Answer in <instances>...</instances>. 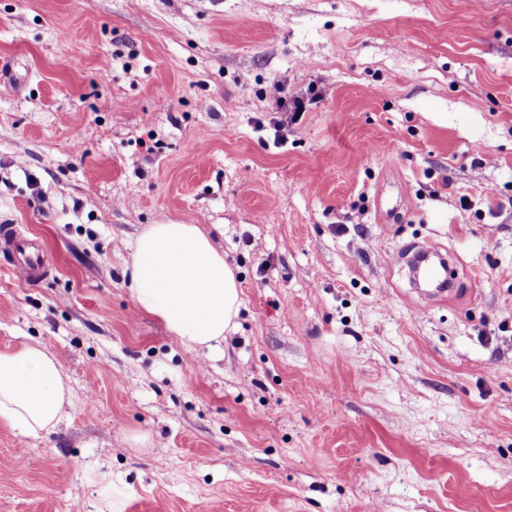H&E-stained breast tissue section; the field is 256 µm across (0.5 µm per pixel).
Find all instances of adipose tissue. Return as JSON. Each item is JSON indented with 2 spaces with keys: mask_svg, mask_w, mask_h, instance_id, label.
Segmentation results:
<instances>
[{
  "mask_svg": "<svg viewBox=\"0 0 512 512\" xmlns=\"http://www.w3.org/2000/svg\"><path fill=\"white\" fill-rule=\"evenodd\" d=\"M129 290L187 348L213 347L234 329L239 280L196 224H150L135 238ZM70 401L61 364L41 345L0 353V423L26 436L53 427Z\"/></svg>",
  "mask_w": 512,
  "mask_h": 512,
  "instance_id": "adipose-tissue-1",
  "label": "adipose tissue"
}]
</instances>
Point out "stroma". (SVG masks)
I'll return each instance as SVG.
<instances>
[{
    "instance_id": "1",
    "label": "stroma",
    "mask_w": 512,
    "mask_h": 512,
    "mask_svg": "<svg viewBox=\"0 0 512 512\" xmlns=\"http://www.w3.org/2000/svg\"><path fill=\"white\" fill-rule=\"evenodd\" d=\"M0 85V224L51 269L0 258V352L71 388L0 425V512H512V0H0ZM149 224L236 268L216 347L136 309ZM25 240L16 225H0V250L11 258L18 277L27 282L47 279L49 268L38 253L30 250ZM412 257L409 258L411 262L415 259L417 261L418 259H421L423 257H436L438 259L437 264H428L424 270H423V277L427 283L434 284L436 283V288L438 289V292L443 293L447 291V284H448V291H450L451 282L448 280L450 276V271L448 269L447 262L444 258H442L435 250L431 248H426L422 245H418L415 248H413L411 251L402 254L401 259H408L410 253H412ZM70 401L61 364L45 347L0 353V423L36 437L53 427Z\"/></svg>"
}]
</instances>
